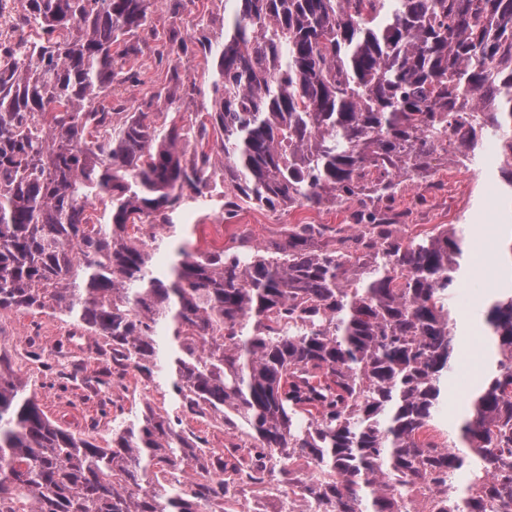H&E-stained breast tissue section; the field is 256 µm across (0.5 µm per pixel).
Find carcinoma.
Returning <instances> with one entry per match:
<instances>
[{
	"label": "carcinoma",
	"instance_id": "obj_1",
	"mask_svg": "<svg viewBox=\"0 0 512 512\" xmlns=\"http://www.w3.org/2000/svg\"><path fill=\"white\" fill-rule=\"evenodd\" d=\"M232 2L224 40L200 41L213 111L193 120L187 46L151 25L150 0H22L21 34L0 44V311L73 317L112 361L171 376L183 410L238 420L276 454L286 512H408L425 479L465 512L508 508L512 287L483 312L498 359L459 425L465 450L437 440L463 228L406 239L392 211L353 240L293 224L274 255L183 244L166 267L136 231L174 236L219 174L229 210L341 206L365 180L390 199V177L429 169L458 123L456 160L475 164L491 140L512 188V0ZM151 41L172 85L113 103L125 59ZM180 425L149 412L102 448L52 422L0 349V512H214L224 474L263 479Z\"/></svg>",
	"mask_w": 512,
	"mask_h": 512
}]
</instances>
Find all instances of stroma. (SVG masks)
Here are the masks:
<instances>
[{
	"mask_svg": "<svg viewBox=\"0 0 512 512\" xmlns=\"http://www.w3.org/2000/svg\"><path fill=\"white\" fill-rule=\"evenodd\" d=\"M150 16L158 30L177 26L192 50L184 59L182 73L196 82L200 93L187 101L186 111H210L207 87L212 69L198 46L204 38L223 40L224 0H152ZM127 68L132 79L114 85L113 97L140 102L146 92L168 84L166 67L158 65L151 51L131 57ZM502 188L494 156L488 152L466 177L452 163L434 162L426 187L408 188L393 203L396 211L415 215L413 225L406 229L408 235L428 232L433 224H458L466 229L470 238L468 270L456 301L457 317L470 319L471 333L479 344L484 341V326L474 314L501 283L497 275L498 243L502 232L512 225V210ZM351 211L348 203L319 210L284 207L275 212L244 203L229 213L221 201L199 198L183 206L180 224L192 247L212 249L211 227L219 223L224 227L225 253L240 251L245 242L263 252L283 241L288 225L344 224ZM80 331L76 322L58 312H0V347L51 421L103 446L111 441L113 428L144 412L178 415L191 437L207 441L214 450H223V418L180 414L167 377L160 375L149 382L141 377L132 379L126 398L118 402L82 395L79 386L71 382L74 358L70 354Z\"/></svg>",
	"mask_w": 512,
	"mask_h": 512,
	"instance_id": "1",
	"label": "stroma"
}]
</instances>
